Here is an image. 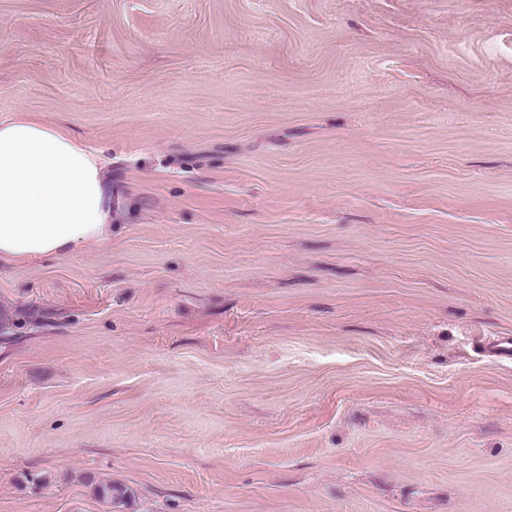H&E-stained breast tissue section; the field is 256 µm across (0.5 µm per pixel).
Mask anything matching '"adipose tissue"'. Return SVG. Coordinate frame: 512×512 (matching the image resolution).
<instances>
[{
  "label": "adipose tissue",
  "instance_id": "ef3b65f1",
  "mask_svg": "<svg viewBox=\"0 0 512 512\" xmlns=\"http://www.w3.org/2000/svg\"><path fill=\"white\" fill-rule=\"evenodd\" d=\"M111 238L100 156L56 126L0 121V259L62 257Z\"/></svg>",
  "mask_w": 512,
  "mask_h": 512
}]
</instances>
